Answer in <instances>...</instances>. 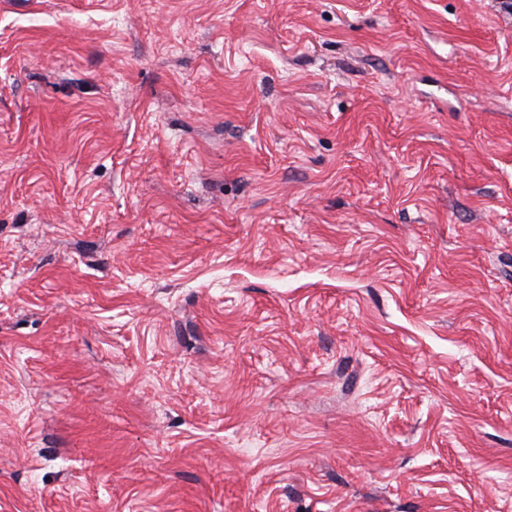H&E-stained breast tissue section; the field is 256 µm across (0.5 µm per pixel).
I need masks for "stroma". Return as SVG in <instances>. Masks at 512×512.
<instances>
[{
    "instance_id": "stroma-1",
    "label": "stroma",
    "mask_w": 512,
    "mask_h": 512,
    "mask_svg": "<svg viewBox=\"0 0 512 512\" xmlns=\"http://www.w3.org/2000/svg\"><path fill=\"white\" fill-rule=\"evenodd\" d=\"M0 512H512V5L0 0Z\"/></svg>"
}]
</instances>
